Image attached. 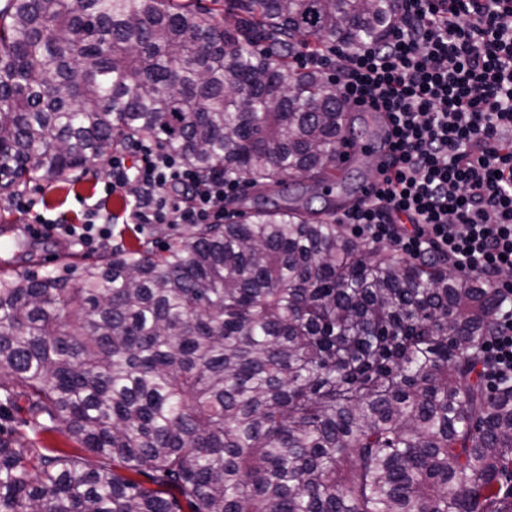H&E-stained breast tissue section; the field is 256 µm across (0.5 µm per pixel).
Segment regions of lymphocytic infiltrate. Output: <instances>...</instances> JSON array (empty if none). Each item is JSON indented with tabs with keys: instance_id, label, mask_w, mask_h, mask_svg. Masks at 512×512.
Instances as JSON below:
<instances>
[{
	"instance_id": "f902f5d3",
	"label": "lymphocytic infiltrate",
	"mask_w": 512,
	"mask_h": 512,
	"mask_svg": "<svg viewBox=\"0 0 512 512\" xmlns=\"http://www.w3.org/2000/svg\"><path fill=\"white\" fill-rule=\"evenodd\" d=\"M348 109L369 104L387 128L375 189L344 212L356 237L402 257L451 261L503 300L484 342L489 389L512 384V0H404L380 41L297 53ZM109 157L105 194L137 181L138 224H218L242 179L202 177L173 153Z\"/></svg>"
}]
</instances>
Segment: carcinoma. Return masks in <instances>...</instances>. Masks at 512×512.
<instances>
[{"label":"carcinoma","mask_w":512,"mask_h":512,"mask_svg":"<svg viewBox=\"0 0 512 512\" xmlns=\"http://www.w3.org/2000/svg\"><path fill=\"white\" fill-rule=\"evenodd\" d=\"M393 22L391 0H6L0 192L134 138L204 174L322 182L350 115L289 58ZM330 209L285 198L159 252L117 244L75 288L1 272L0 512H512V387L482 375L501 292Z\"/></svg>","instance_id":"cac0c4a2"}]
</instances>
